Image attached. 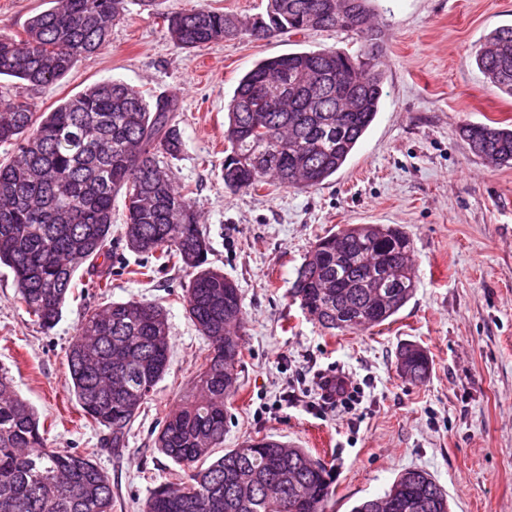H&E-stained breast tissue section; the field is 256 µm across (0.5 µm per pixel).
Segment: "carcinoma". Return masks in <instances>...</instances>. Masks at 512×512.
Masks as SVG:
<instances>
[{
  "mask_svg": "<svg viewBox=\"0 0 512 512\" xmlns=\"http://www.w3.org/2000/svg\"><path fill=\"white\" fill-rule=\"evenodd\" d=\"M324 0H268L249 19L210 6L162 15L169 38L192 52L224 39L284 33L350 31L364 39L356 54L297 51L263 60L239 81L228 111L222 179L233 191L265 185L313 188L336 174L372 125L383 96V45L370 23L368 0H344L358 28L340 25ZM23 36L0 32V78L28 89L56 82L103 50L128 0H49ZM475 63L485 79L512 97V26L496 29ZM180 104L117 80L98 82L49 112L36 113L21 91H0V143L15 147L0 162V265L11 270L26 312L52 328L76 270L112 263V203L124 197L122 239L151 260L150 276L171 261L192 277L188 319L209 341L196 394L169 412L156 448L188 472V481L160 485L143 512H325L331 495L325 463L303 448L256 438L224 450V406L235 396L244 320L235 281L208 266L209 240L193 190L175 184L170 162L184 150ZM461 137L477 156L512 164V129L466 124ZM412 243L398 226L348 224L316 240L290 289L301 309L329 331L363 328L394 316L413 296ZM75 398L84 417L111 432L115 455L126 431L170 366L162 305L110 302L81 322L67 353ZM396 369L411 383L427 381L432 360L420 346L397 351ZM34 408L0 368V512H112V483L84 453L50 448ZM386 494L388 512H449L447 491L423 470L407 469Z\"/></svg>",
  "mask_w": 512,
  "mask_h": 512,
  "instance_id": "cac0c4a2",
  "label": "carcinoma"
}]
</instances>
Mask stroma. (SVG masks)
Returning <instances> with one entry per match:
<instances>
[{
	"instance_id": "obj_1",
	"label": "stroma",
	"mask_w": 512,
	"mask_h": 512,
	"mask_svg": "<svg viewBox=\"0 0 512 512\" xmlns=\"http://www.w3.org/2000/svg\"><path fill=\"white\" fill-rule=\"evenodd\" d=\"M205 4L252 17L267 0H159L154 11L131 0L99 54L29 96L47 112L114 79L179 100L185 147L173 176L194 190L211 266L243 298L239 389L226 404L225 448L270 437L310 450L333 470L326 512H351L384 495L407 469L443 486L451 512H512V166L487 164L459 135L466 123L512 127V98L487 83L473 58L488 33L512 24V0H371L385 49L375 123L322 185L255 192L229 190L221 177L224 122L239 78L266 58L304 49L353 53L361 40L315 31L186 53L160 15ZM364 223L409 234L417 289L390 323L334 335L303 313L290 288L318 237ZM112 249L111 288L89 287L94 274L79 267L49 330L31 321L12 272L0 267V366L44 420L48 446L97 449L112 481L113 512H141L155 486L185 477L155 439L165 414L192 393L208 341L185 313L188 271L176 265L144 277L142 256L118 238ZM133 297L165 308L171 365L116 456L107 449L109 430L82 416L66 355L88 312ZM408 342L432 360L420 385L395 368L397 349ZM337 373L363 387L356 409L320 406L319 375Z\"/></svg>"
}]
</instances>
